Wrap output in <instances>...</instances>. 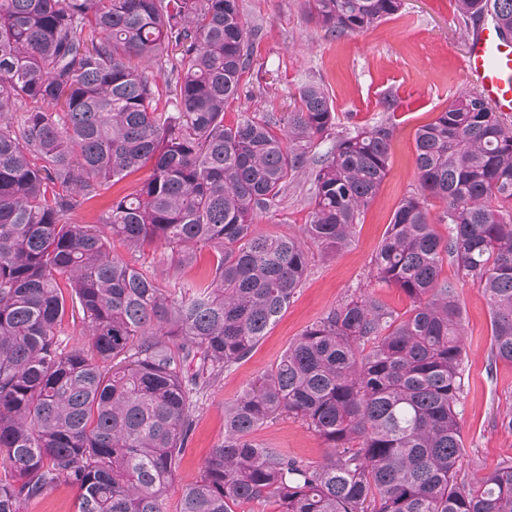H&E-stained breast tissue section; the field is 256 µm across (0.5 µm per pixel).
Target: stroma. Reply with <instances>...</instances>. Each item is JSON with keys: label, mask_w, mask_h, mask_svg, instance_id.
<instances>
[{"label": "stroma", "mask_w": 512, "mask_h": 512, "mask_svg": "<svg viewBox=\"0 0 512 512\" xmlns=\"http://www.w3.org/2000/svg\"><path fill=\"white\" fill-rule=\"evenodd\" d=\"M249 26L258 30L253 64L241 80L240 97L227 118L249 109L285 112L302 83L322 82L333 100L339 129L390 120L395 126L388 174L355 228L352 244L325 257L314 254L306 279L293 301L250 356L235 364L198 397L194 430L171 485V499L194 483L205 459L224 440V405L256 381L312 323L350 296L372 295L395 313L410 307L405 294L376 283L369 260L403 195L416 185L414 137L468 85L463 59L469 35L460 26L454 0H403L401 10L358 34L329 37L304 14L303 0H239ZM310 183L299 176L275 209L258 215L260 233H299L311 211ZM112 253L153 271L172 297L209 275L212 246L200 247L191 266L154 244L143 251L113 242ZM464 316L465 380L461 406L463 458L460 476L471 482L497 465L512 461V431L501 425L512 410V365L494 359L490 311L471 283L458 285ZM259 444L319 462L327 448L301 422L284 418L259 429Z\"/></svg>", "instance_id": "35a3bbf8"}]
</instances>
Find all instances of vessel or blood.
<instances>
[{"mask_svg": "<svg viewBox=\"0 0 512 512\" xmlns=\"http://www.w3.org/2000/svg\"><path fill=\"white\" fill-rule=\"evenodd\" d=\"M464 70L496 111L512 115V40L501 36L496 23L485 25L472 36Z\"/></svg>", "mask_w": 512, "mask_h": 512, "instance_id": "vessel-or-blood-1", "label": "vessel or blood"}]
</instances>
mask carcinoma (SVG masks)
<instances>
[{"instance_id": "obj_1", "label": "carcinoma", "mask_w": 512, "mask_h": 512, "mask_svg": "<svg viewBox=\"0 0 512 512\" xmlns=\"http://www.w3.org/2000/svg\"><path fill=\"white\" fill-rule=\"evenodd\" d=\"M402 2L304 7L338 37ZM456 9L466 28L491 15L512 30V0ZM256 35L239 0H0V512H22L59 482L77 488L76 512H237L251 501L279 512H512V462L458 481L463 310L445 264L482 290L493 356L512 364V116L476 91L416 130L417 187L370 259L410 309L395 315L361 294L308 326L224 409V443L170 505L195 397L288 307L308 244L326 255L352 244L390 166L394 125L336 130L314 81L288 112L226 120ZM148 164L99 224L72 221ZM301 174L309 222L298 234L256 232ZM432 199L443 203L435 216ZM114 237L176 247L187 265L211 245L217 259L174 300L112 255ZM70 310L83 331L66 345ZM282 417L321 438L327 457L254 440Z\"/></svg>"}]
</instances>
